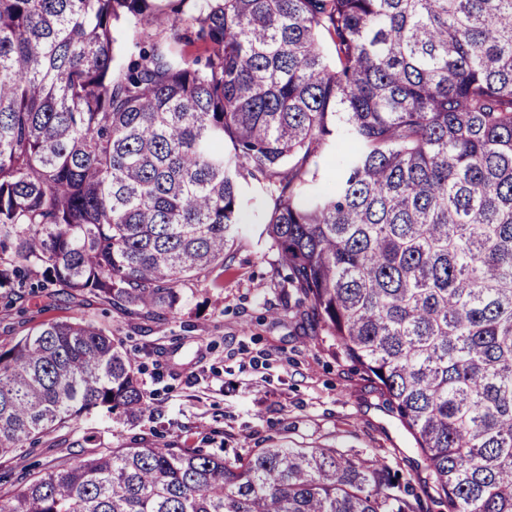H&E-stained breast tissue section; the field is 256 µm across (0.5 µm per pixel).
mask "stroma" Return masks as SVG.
<instances>
[{
	"label": "stroma",
	"instance_id": "1",
	"mask_svg": "<svg viewBox=\"0 0 512 512\" xmlns=\"http://www.w3.org/2000/svg\"><path fill=\"white\" fill-rule=\"evenodd\" d=\"M287 274L267 238L252 229L229 244L223 267L186 291L172 318L142 319L62 295L30 298L21 313L0 308L4 347L41 322L105 329L136 356L149 406L141 419L120 425L102 413L85 416L40 439L27 457L0 460V478L80 459L86 436L104 448L168 443L228 458L281 440L332 444L423 474L412 438L371 384L330 349Z\"/></svg>",
	"mask_w": 512,
	"mask_h": 512
}]
</instances>
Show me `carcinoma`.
Listing matches in <instances>:
<instances>
[{
    "instance_id": "1",
    "label": "carcinoma",
    "mask_w": 512,
    "mask_h": 512,
    "mask_svg": "<svg viewBox=\"0 0 512 512\" xmlns=\"http://www.w3.org/2000/svg\"><path fill=\"white\" fill-rule=\"evenodd\" d=\"M248 214L419 488L337 448L158 444L23 473L0 512H512V0H0L4 308L175 315ZM146 410L90 322L0 349V459Z\"/></svg>"
}]
</instances>
